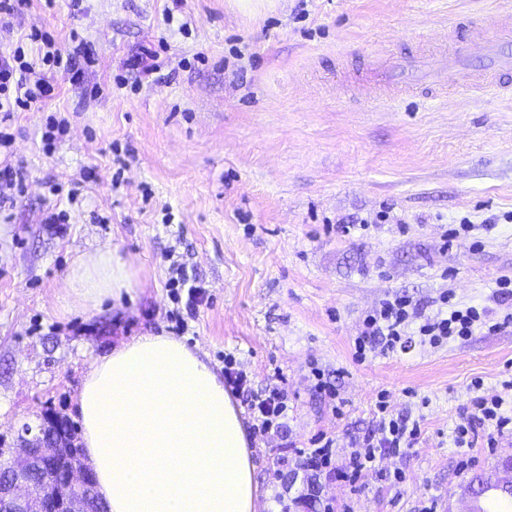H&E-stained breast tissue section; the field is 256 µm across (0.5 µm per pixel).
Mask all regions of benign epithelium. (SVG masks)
I'll use <instances>...</instances> for the list:
<instances>
[{"label":"benign epithelium","instance_id":"7a95c632","mask_svg":"<svg viewBox=\"0 0 512 512\" xmlns=\"http://www.w3.org/2000/svg\"><path fill=\"white\" fill-rule=\"evenodd\" d=\"M75 426L54 411L41 415L38 433L19 436L18 444L0 453L11 462L8 475L0 477V512H97L96 479L76 449ZM47 462L58 466L65 481L30 483L28 465Z\"/></svg>","mask_w":512,"mask_h":512}]
</instances>
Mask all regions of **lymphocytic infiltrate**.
<instances>
[{
	"instance_id": "f902f5d3",
	"label": "lymphocytic infiltrate",
	"mask_w": 512,
	"mask_h": 512,
	"mask_svg": "<svg viewBox=\"0 0 512 512\" xmlns=\"http://www.w3.org/2000/svg\"><path fill=\"white\" fill-rule=\"evenodd\" d=\"M29 39L41 44L38 60H29L19 47L0 52V209L15 204L26 190L22 166L12 165L10 161L15 139L10 122L14 114L31 110L50 95L52 74H69L74 69L72 57L56 47L50 37L34 32ZM505 324H512V313L505 315L501 322H493L486 309L453 303L448 292L441 294L439 307L429 314L409 297L393 295L364 316L355 342L356 353L362 358L369 353L393 351L407 343L412 331L422 343L440 346L456 338H468L476 329L485 327L494 332ZM224 376L235 391L245 392L256 434L266 435L278 420L286 418L288 394L283 389L275 387L260 394L246 392L247 376L232 358L226 361ZM511 426L512 408L504 398L476 395L471 397L466 421L456 427L452 443L454 447L470 449L481 440L491 448L496 434ZM420 434L419 421L395 418L386 401H379L374 432L357 441L356 451L337 469V478L357 485L373 471L377 456L411 449Z\"/></svg>"
}]
</instances>
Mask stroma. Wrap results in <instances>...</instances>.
<instances>
[{
    "label": "stroma",
    "instance_id": "1",
    "mask_svg": "<svg viewBox=\"0 0 512 512\" xmlns=\"http://www.w3.org/2000/svg\"><path fill=\"white\" fill-rule=\"evenodd\" d=\"M502 5L271 0L250 12L235 0H33L0 46L33 55L31 31L63 44L75 31L97 62L81 82L54 75L55 97L12 124L27 193L0 212V442L45 409L76 418L86 374L120 339L172 332L166 283L178 260L205 289L181 339L219 372L234 356L252 392L288 391L283 426L249 438L262 512H300L313 484L317 512H467L475 477L512 481V433L474 449L464 472L451 442L473 381L485 396H512V328L353 356L363 316L391 294L429 312L446 291L512 312L497 292L512 278V98L452 86L392 99L378 83L383 52L411 64L443 53L452 19ZM146 46L157 54L149 73L131 65ZM54 113L70 126L48 156L41 135ZM90 166L94 179L81 182ZM56 183L78 186L76 201ZM57 207L71 216L61 233L43 222ZM363 218L369 230L338 232ZM463 218L471 231L443 249ZM105 248L134 263L141 288L70 310L75 257ZM315 368L342 412L316 389ZM382 392L396 415L421 418L414 448L381 457L357 492L307 466L324 435L341 466L374 430Z\"/></svg>",
    "mask_w": 512,
    "mask_h": 512
}]
</instances>
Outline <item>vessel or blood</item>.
<instances>
[{"label": "vessel or blood", "mask_w": 512, "mask_h": 512, "mask_svg": "<svg viewBox=\"0 0 512 512\" xmlns=\"http://www.w3.org/2000/svg\"><path fill=\"white\" fill-rule=\"evenodd\" d=\"M448 54L413 65L390 59L388 81L397 89L434 83L439 73L448 71L470 88L507 94L512 84L505 78L512 72V10H499L475 21L458 22L451 29ZM480 59L482 70L473 73L472 59Z\"/></svg>", "instance_id": "vessel-or-blood-1"}]
</instances>
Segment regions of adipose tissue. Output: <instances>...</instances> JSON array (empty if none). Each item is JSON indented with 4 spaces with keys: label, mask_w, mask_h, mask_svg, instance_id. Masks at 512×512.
<instances>
[{
    "label": "adipose tissue",
    "mask_w": 512,
    "mask_h": 512,
    "mask_svg": "<svg viewBox=\"0 0 512 512\" xmlns=\"http://www.w3.org/2000/svg\"><path fill=\"white\" fill-rule=\"evenodd\" d=\"M138 286L132 263L108 249L78 257L70 276L72 304L85 313ZM77 411L108 512H259L241 414L183 340L119 341L86 375Z\"/></svg>",
    "instance_id": "1"
}]
</instances>
